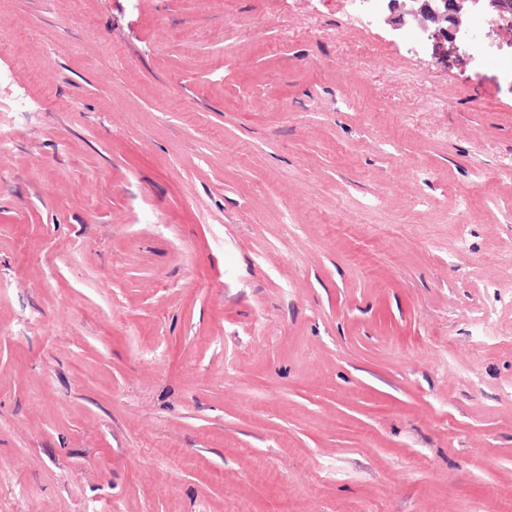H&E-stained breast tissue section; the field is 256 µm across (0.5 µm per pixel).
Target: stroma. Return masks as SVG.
I'll list each match as a JSON object with an SVG mask.
<instances>
[{
	"instance_id": "obj_1",
	"label": "stroma",
	"mask_w": 512,
	"mask_h": 512,
	"mask_svg": "<svg viewBox=\"0 0 512 512\" xmlns=\"http://www.w3.org/2000/svg\"><path fill=\"white\" fill-rule=\"evenodd\" d=\"M343 8L0 0V512H512V35ZM381 0H344L345 16L348 25L361 32H368L376 23L375 16L380 11Z\"/></svg>"
}]
</instances>
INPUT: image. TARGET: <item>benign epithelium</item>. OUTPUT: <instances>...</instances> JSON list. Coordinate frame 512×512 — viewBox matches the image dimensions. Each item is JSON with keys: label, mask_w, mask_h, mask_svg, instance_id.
Listing matches in <instances>:
<instances>
[{"label": "benign epithelium", "mask_w": 512, "mask_h": 512, "mask_svg": "<svg viewBox=\"0 0 512 512\" xmlns=\"http://www.w3.org/2000/svg\"><path fill=\"white\" fill-rule=\"evenodd\" d=\"M398 19L385 22L408 30L423 41L436 34L470 47L464 35L470 30L468 18L480 14L494 22L512 16L508 0H401Z\"/></svg>", "instance_id": "obj_1"}]
</instances>
